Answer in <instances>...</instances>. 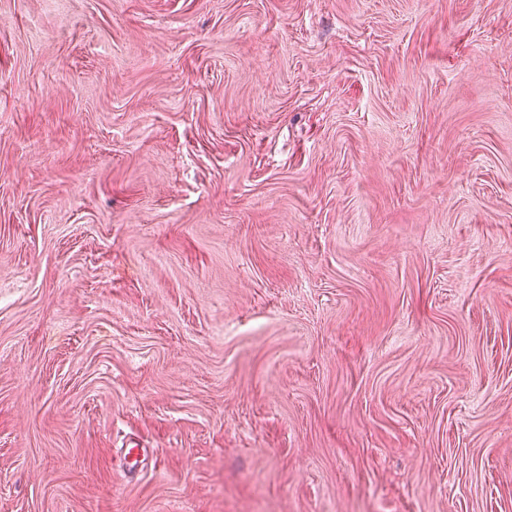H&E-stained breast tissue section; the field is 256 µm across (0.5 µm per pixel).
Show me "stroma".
<instances>
[{"label": "stroma", "instance_id": "stroma-1", "mask_svg": "<svg viewBox=\"0 0 512 512\" xmlns=\"http://www.w3.org/2000/svg\"><path fill=\"white\" fill-rule=\"evenodd\" d=\"M0 512H512V0H0Z\"/></svg>", "mask_w": 512, "mask_h": 512}]
</instances>
